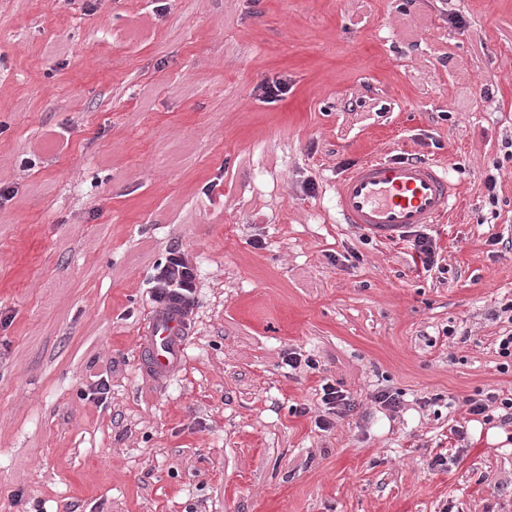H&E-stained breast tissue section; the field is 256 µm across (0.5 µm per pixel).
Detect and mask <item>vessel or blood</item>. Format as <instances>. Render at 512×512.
Masks as SVG:
<instances>
[{"mask_svg": "<svg viewBox=\"0 0 512 512\" xmlns=\"http://www.w3.org/2000/svg\"><path fill=\"white\" fill-rule=\"evenodd\" d=\"M461 198L449 166L420 158L368 156L340 179L335 206L342 223L384 243L402 240L408 231L449 218ZM146 369L157 377L174 368L186 343L181 314H150L145 332Z\"/></svg>", "mask_w": 512, "mask_h": 512, "instance_id": "obj_1", "label": "vessel or blood"}]
</instances>
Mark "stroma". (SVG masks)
Returning <instances> with one entry per match:
<instances>
[{
  "label": "stroma",
  "instance_id": "obj_1",
  "mask_svg": "<svg viewBox=\"0 0 512 512\" xmlns=\"http://www.w3.org/2000/svg\"><path fill=\"white\" fill-rule=\"evenodd\" d=\"M94 3L0 0V512H512V423L465 404L512 393V0ZM366 153L464 184L437 269L340 223ZM173 245L198 303L159 379ZM148 285L154 311L166 310L180 303L183 313H192L196 303L197 269L185 252L174 246L169 249L165 262L154 267ZM149 353L145 369L163 378L173 369L186 343V321L180 313H152L144 334ZM320 389L322 394L320 401L324 407L323 413L336 416L339 413L353 411L354 402L335 384L330 383L329 380H323Z\"/></svg>",
  "mask_w": 512,
  "mask_h": 512
}]
</instances>
